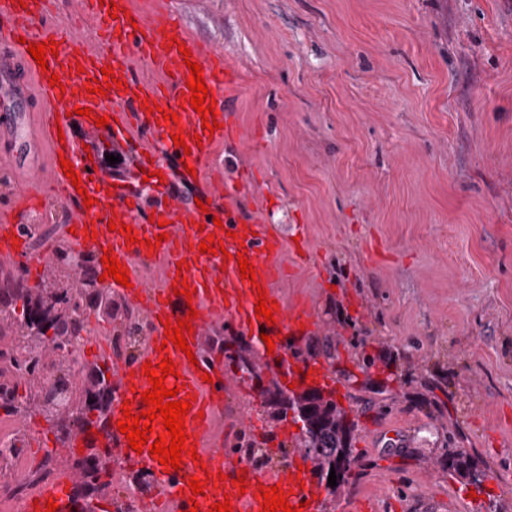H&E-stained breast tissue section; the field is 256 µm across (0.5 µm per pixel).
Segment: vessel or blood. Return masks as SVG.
Segmentation results:
<instances>
[{
    "instance_id": "1",
    "label": "vessel or blood",
    "mask_w": 512,
    "mask_h": 512,
    "mask_svg": "<svg viewBox=\"0 0 512 512\" xmlns=\"http://www.w3.org/2000/svg\"><path fill=\"white\" fill-rule=\"evenodd\" d=\"M50 0H0V65L21 63L30 81L18 79L0 82V140L20 145L23 155H31L39 145H46L51 158L50 169L27 163L22 183L16 185L15 200L0 208V264L20 265L40 272L53 256V246L37 255L28 250L22 232V217L40 207V189L45 178L61 186L71 214V247L101 260L112 252L129 273V286L117 284L113 277L105 283L113 292L140 308L146 315V346L130 361L114 360L108 346H93V354L109 369L110 380L120 393V403L112 407L114 424L102 442L112 461L129 470L146 469L155 480L154 493L161 512H189L199 503L198 512H210L214 503L230 498L232 512H263L257 496L259 486H279L290 505L299 512H313L308 503L314 498L307 471L299 470L296 460L260 473L244 470L242 462L223 444L213 439L212 424L222 413L224 394L234 385L224 375L221 354L205 352L201 339L207 325L220 323L227 330L256 337L268 333L275 342L274 352L266 356L268 369L297 384L318 385L329 378L327 366L315 359L296 363L289 348L312 332L315 322L309 307L286 304L277 287L284 276L279 261L282 251L280 235L262 220L245 216L221 172L209 171L216 161V149L234 143L241 131L232 123L231 102L237 87L238 72L227 63L221 50L204 45L185 28L170 0H116L117 15H110L99 0H78L86 26L97 34L98 51L83 49L68 26L40 32L34 27ZM54 41L56 51L48 55L46 65H38L29 53L33 43ZM190 49L192 58L202 67L208 91L216 99L218 130L203 128L200 115L191 108L186 82L190 78L181 54ZM139 59L155 71L157 80L136 77L132 59ZM112 66L121 87L106 94L88 93L89 79L101 78V70ZM57 75L60 86L49 82ZM38 90L47 106L41 120V136L22 135L23 118L15 106L29 100L31 90ZM158 104L156 112L145 111V103ZM88 109V116L77 115V108ZM177 114V122L164 120V113ZM108 117V125H96L98 117ZM183 134L185 146H176L174 135ZM114 143L128 152L132 164L121 176L92 164L88 148L98 143ZM68 158L79 173L81 187H74L64 175L61 158ZM92 196V208H84L83 196ZM119 218L131 226L138 244L128 243L127 235L110 230V218ZM167 232L158 248L146 247V240ZM223 242L225 250L216 254L200 253L198 245L207 237ZM245 255L255 267V281L243 280L237 261ZM161 267L156 287H148L140 267L145 263ZM188 267L178 275V264ZM188 282L191 299L174 295L173 288ZM265 289L268 300L277 304L275 326L255 315L258 289ZM198 313L192 322L193 333L187 341L191 354H184L174 344L166 343V319L185 317L188 308ZM170 356L177 366V376L168 377L167 387L177 389L178 399L190 400L185 419L194 453H183L178 470L169 472L149 452L131 449L124 434L116 427L122 417V401H129L132 413L143 409L140 397L150 383L143 373L145 363L159 364ZM207 472L209 480L201 495H192L188 486L191 476ZM224 481H217V474ZM245 475L244 484H235L237 475ZM76 479L67 463H60L58 477L44 486L35 498L26 499L22 512H44L46 502H56L57 512H76L67 488Z\"/></svg>"
}]
</instances>
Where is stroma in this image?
<instances>
[{
	"instance_id": "stroma-1",
	"label": "stroma",
	"mask_w": 512,
	"mask_h": 512,
	"mask_svg": "<svg viewBox=\"0 0 512 512\" xmlns=\"http://www.w3.org/2000/svg\"><path fill=\"white\" fill-rule=\"evenodd\" d=\"M189 33L238 70L244 138L226 179L283 240L286 302L312 308L299 359L330 352L359 476L319 512L396 498L413 512H512V481L449 471L463 452L512 474V0H177ZM304 239L306 252L295 243ZM223 438L274 462L299 427L242 379L225 333ZM250 411L258 431L235 426ZM401 432L389 447L380 426Z\"/></svg>"
}]
</instances>
